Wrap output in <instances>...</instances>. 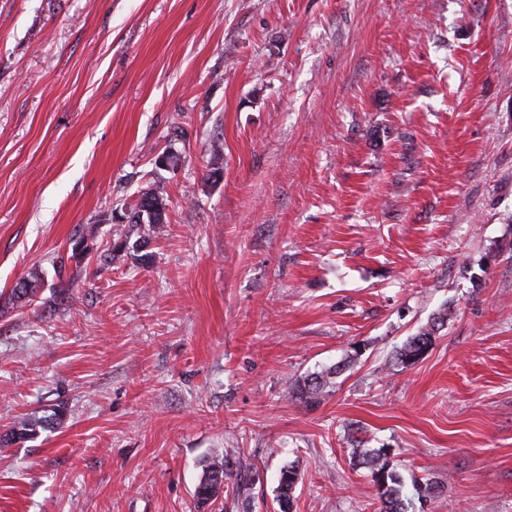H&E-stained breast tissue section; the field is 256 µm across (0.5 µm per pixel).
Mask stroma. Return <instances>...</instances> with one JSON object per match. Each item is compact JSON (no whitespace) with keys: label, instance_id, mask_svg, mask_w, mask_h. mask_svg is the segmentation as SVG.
I'll use <instances>...</instances> for the list:
<instances>
[{"label":"stroma","instance_id":"35a3bbf8","mask_svg":"<svg viewBox=\"0 0 512 512\" xmlns=\"http://www.w3.org/2000/svg\"><path fill=\"white\" fill-rule=\"evenodd\" d=\"M147 187L149 262L101 266ZM57 404L0 512H198L214 454L207 512L288 463L292 512H379L377 448L409 512H512V0H0V432ZM96 230L97 227L95 225L87 226L84 231L70 240L69 247L71 253L68 255L67 261L69 259L81 261L93 250V247L90 246L89 242L93 243ZM43 283L42 271L36 268L33 269L29 272L27 277H23L16 286L12 288L9 301L12 302L13 305H23L32 302ZM438 319V321L436 320ZM444 317H437L427 327L421 329L415 336L410 337L398 353V360L401 363H408L418 360L425 354L432 344V339L438 325L444 324ZM340 371V366H331L307 376L296 385V394L307 403L314 402L330 383L332 376L339 374ZM230 472L231 462L223 455L211 456L203 461L202 474L193 495L200 511L215 503L224 493V479L230 476Z\"/></svg>","mask_w":512,"mask_h":512}]
</instances>
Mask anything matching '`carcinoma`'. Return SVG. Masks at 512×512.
Listing matches in <instances>:
<instances>
[{"instance_id": "obj_1", "label": "carcinoma", "mask_w": 512, "mask_h": 512, "mask_svg": "<svg viewBox=\"0 0 512 512\" xmlns=\"http://www.w3.org/2000/svg\"><path fill=\"white\" fill-rule=\"evenodd\" d=\"M181 164L182 156L172 146L165 148L154 157V165L158 169L167 170L179 167ZM166 211L167 200L160 195L159 191L155 189L142 191L137 202L127 212L112 216V220L120 225L121 229L111 248L103 255V263L110 265L131 252L136 254V259L146 262L149 255L141 253V250L147 246L148 240L142 235V230L147 227L153 230L166 223ZM96 230V226L90 225L72 238L69 242L71 253L68 258L83 260L93 250L90 242L93 241ZM134 235L137 236L135 240L132 239ZM43 283L42 271L33 269L12 288L9 301L16 305L33 301ZM444 320L445 317L440 316L410 337L400 349L398 360L406 364L423 356L432 344L436 327L444 324ZM341 371L342 367L337 365L307 376L296 385V394L307 403L315 401L329 384L332 376ZM64 416L65 407L62 405L58 406L53 414L40 420L22 416L5 433L0 434V447L33 439L38 436V429L52 428L58 425ZM389 454L390 451L386 448L374 449L363 459V464L371 471L372 481L377 487L381 503L380 512H406L402 498L403 479L391 467L388 460ZM230 472L231 462L222 455L211 456L203 461L202 474L194 489V499L198 509L201 510L219 499L224 493V479L230 476ZM296 484L297 471L294 466L282 467L278 484L280 512H292V491Z\"/></svg>"}]
</instances>
